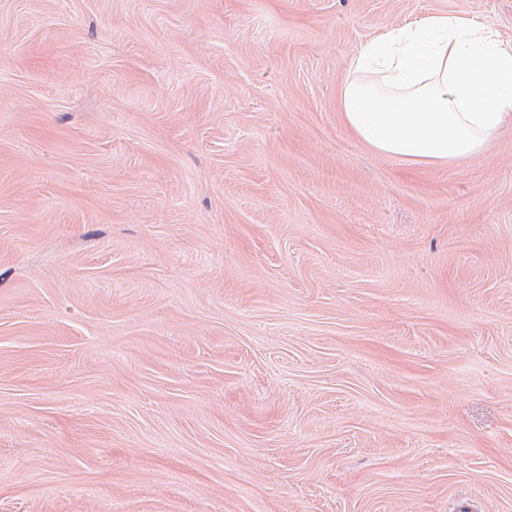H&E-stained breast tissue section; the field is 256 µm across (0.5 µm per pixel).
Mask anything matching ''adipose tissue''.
Masks as SVG:
<instances>
[{"label": "adipose tissue", "mask_w": 512, "mask_h": 512, "mask_svg": "<svg viewBox=\"0 0 512 512\" xmlns=\"http://www.w3.org/2000/svg\"><path fill=\"white\" fill-rule=\"evenodd\" d=\"M341 108L378 153L430 165L477 158L512 125V44L448 16L389 30L353 59Z\"/></svg>", "instance_id": "adipose-tissue-1"}]
</instances>
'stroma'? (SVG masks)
Returning <instances> with one entry per match:
<instances>
[{
	"label": "stroma",
	"mask_w": 512,
	"mask_h": 512,
	"mask_svg": "<svg viewBox=\"0 0 512 512\" xmlns=\"http://www.w3.org/2000/svg\"><path fill=\"white\" fill-rule=\"evenodd\" d=\"M512 0H0V512H512V129L376 153L353 57Z\"/></svg>",
	"instance_id": "1"
}]
</instances>
